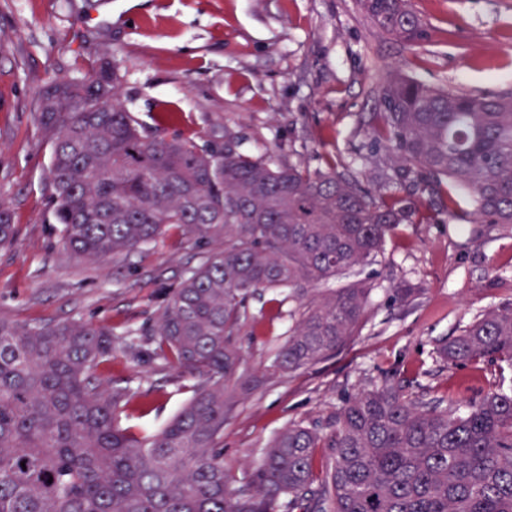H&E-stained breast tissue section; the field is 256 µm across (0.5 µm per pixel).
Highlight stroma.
<instances>
[{
  "mask_svg": "<svg viewBox=\"0 0 512 512\" xmlns=\"http://www.w3.org/2000/svg\"><path fill=\"white\" fill-rule=\"evenodd\" d=\"M427 38L406 45L380 34L356 0H0V202L16 237L0 247V319H81L146 330L185 270L223 241L168 232L155 244L102 262L63 250L46 175L50 144L39 121L52 78L81 80L93 65L118 70L127 109L152 131L194 140L235 134L243 150L309 169L365 161L363 187L383 181L369 160L376 85L396 71L474 95L512 91V0H412ZM358 336L319 363L269 380L224 423V467L247 486L280 429L324 423L345 398L383 383L413 398L460 405L512 370L484 362L449 367L436 342L483 310L512 299V228L436 220L402 224L376 263ZM412 286L409 299L397 289ZM294 300L271 290L249 302L240 335L245 367L262 374L292 324ZM105 383L146 392L123 423L157 430L192 395L190 376L118 351Z\"/></svg>",
  "mask_w": 512,
  "mask_h": 512,
  "instance_id": "35a3bbf8",
  "label": "stroma"
}]
</instances>
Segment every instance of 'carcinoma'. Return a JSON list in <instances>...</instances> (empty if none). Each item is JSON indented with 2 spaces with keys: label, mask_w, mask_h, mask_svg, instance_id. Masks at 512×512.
I'll return each mask as SVG.
<instances>
[{
  "label": "carcinoma",
  "mask_w": 512,
  "mask_h": 512,
  "mask_svg": "<svg viewBox=\"0 0 512 512\" xmlns=\"http://www.w3.org/2000/svg\"><path fill=\"white\" fill-rule=\"evenodd\" d=\"M383 35L416 44L411 0H359ZM108 63L54 78L39 124L51 143L54 222L73 258L104 261L169 230L224 249L188 268L147 333L149 356L189 373L192 396L161 430L121 424L136 395L108 385L112 327L81 319H0V512H512V389L469 405L412 399L384 384L348 399L320 428L292 424L237 490L224 470V420L246 389L238 336L248 298L299 302L268 378L310 367L365 322L370 289H309L374 263L414 212L330 164L309 170L230 140L159 138L124 107ZM368 131L386 183L421 185L448 215L512 227V93L466 95L397 74L377 89ZM472 211L457 212L459 192ZM14 238L0 206V245ZM435 353L450 365L512 369V302L482 311ZM326 449L316 458V449Z\"/></svg>",
  "instance_id": "obj_1"
}]
</instances>
